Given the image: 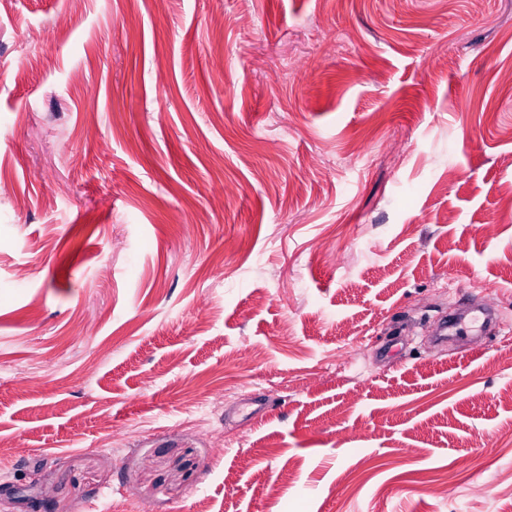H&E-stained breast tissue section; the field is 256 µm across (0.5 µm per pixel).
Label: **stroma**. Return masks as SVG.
I'll list each match as a JSON object with an SVG mask.
<instances>
[{"label": "stroma", "instance_id": "35a3bbf8", "mask_svg": "<svg viewBox=\"0 0 512 512\" xmlns=\"http://www.w3.org/2000/svg\"><path fill=\"white\" fill-rule=\"evenodd\" d=\"M44 499L512 512V0H10L0 512Z\"/></svg>", "mask_w": 512, "mask_h": 512}]
</instances>
